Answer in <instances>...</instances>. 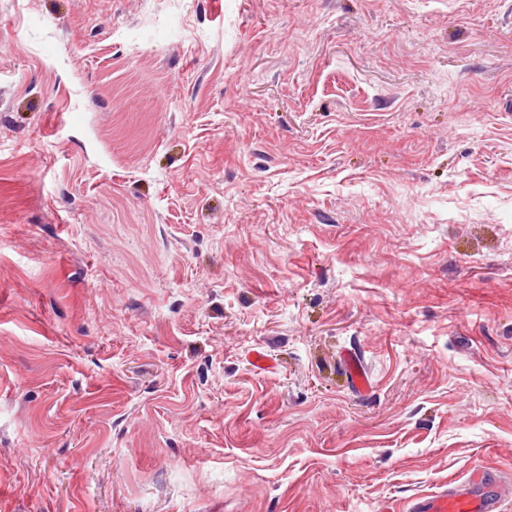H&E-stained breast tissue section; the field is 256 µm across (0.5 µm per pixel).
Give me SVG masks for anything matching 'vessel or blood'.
Returning <instances> with one entry per match:
<instances>
[{"mask_svg":"<svg viewBox=\"0 0 512 512\" xmlns=\"http://www.w3.org/2000/svg\"><path fill=\"white\" fill-rule=\"evenodd\" d=\"M342 360L354 391L367 393L371 380L361 360L350 353L343 354ZM507 499L498 474L477 467L461 482L412 497L402 510L384 504L380 512H502Z\"/></svg>","mask_w":512,"mask_h":512,"instance_id":"b4317fda","label":"vessel or blood"}]
</instances>
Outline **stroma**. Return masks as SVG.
Here are the masks:
<instances>
[{"mask_svg":"<svg viewBox=\"0 0 512 512\" xmlns=\"http://www.w3.org/2000/svg\"><path fill=\"white\" fill-rule=\"evenodd\" d=\"M475 467L512 483V0H0V512ZM342 360L350 376L353 390L360 394L367 393L372 385L361 360L351 353H344Z\"/></svg>","mask_w":512,"mask_h":512,"instance_id":"stroma-1","label":"stroma"}]
</instances>
